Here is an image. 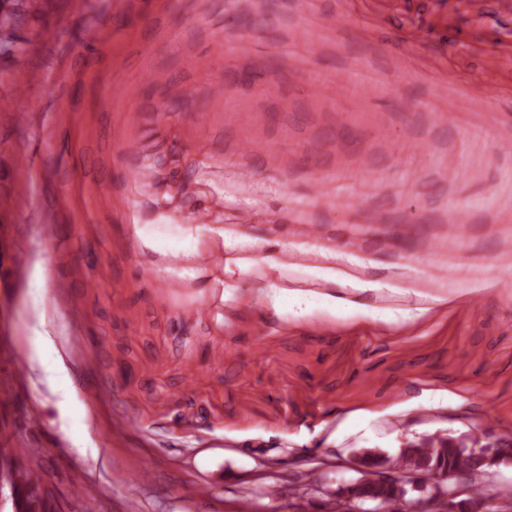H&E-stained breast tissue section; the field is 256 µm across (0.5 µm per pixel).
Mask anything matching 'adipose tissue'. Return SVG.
I'll return each instance as SVG.
<instances>
[{
	"label": "adipose tissue",
	"mask_w": 512,
	"mask_h": 512,
	"mask_svg": "<svg viewBox=\"0 0 512 512\" xmlns=\"http://www.w3.org/2000/svg\"><path fill=\"white\" fill-rule=\"evenodd\" d=\"M226 266H235L239 269H247L253 266L263 267L265 275L261 286L263 299L273 315L305 317L318 313H326L331 316L349 319L363 318L370 321L393 322L397 317L409 318L415 316L416 311L407 308L401 311L380 309L356 304L350 307L338 303L335 295L325 293L306 297L300 294L289 295L287 288L280 285L279 279L286 267L281 261L280 254L267 252L251 259L227 258Z\"/></svg>",
	"instance_id": "adipose-tissue-1"
}]
</instances>
